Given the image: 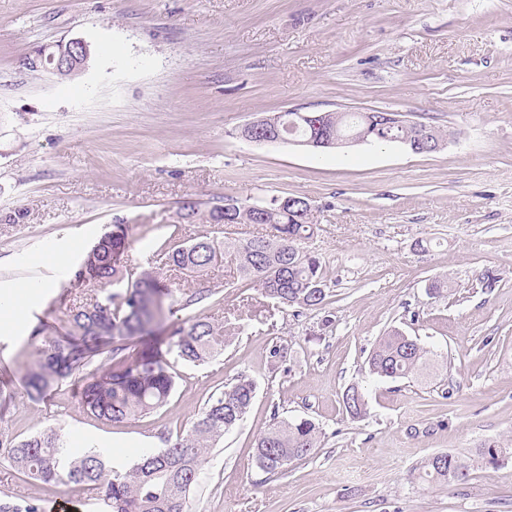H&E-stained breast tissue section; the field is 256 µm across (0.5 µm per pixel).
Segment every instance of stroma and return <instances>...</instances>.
<instances>
[{
    "mask_svg": "<svg viewBox=\"0 0 512 512\" xmlns=\"http://www.w3.org/2000/svg\"><path fill=\"white\" fill-rule=\"evenodd\" d=\"M76 37L96 48L79 78L20 68L32 48ZM295 108L400 112L449 140L418 154L241 137ZM292 195L312 205L303 248L322 262V308L280 306L229 267L175 273L181 291L210 293L179 319L240 334L207 363L173 361L165 407L112 424L68 383L30 399L28 338H0V437L52 428L72 448L109 440L127 468L244 374L255 398L206 455L188 512H512V462L452 487L414 476L440 452L512 446V0H0V285L55 284L28 328L65 333L85 297L73 271L113 225H126L141 271L165 240L205 232L180 219L184 202L206 211ZM54 243L63 262L46 257ZM437 281L447 291L434 298ZM394 329L437 356L436 378L364 380L369 350ZM280 344L283 359L270 354ZM358 381L368 406L354 420L341 396ZM276 418L312 419L320 438L270 478L254 443ZM4 494L87 512L77 487L26 479L2 453Z\"/></svg>",
    "mask_w": 512,
    "mask_h": 512,
    "instance_id": "obj_1",
    "label": "stroma"
}]
</instances>
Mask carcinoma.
<instances>
[{
  "mask_svg": "<svg viewBox=\"0 0 512 512\" xmlns=\"http://www.w3.org/2000/svg\"><path fill=\"white\" fill-rule=\"evenodd\" d=\"M270 119L290 140L308 136L297 112H279ZM328 135L367 138L376 143H396L420 151L418 131L411 126L368 129L358 112H329ZM180 218L189 224H256L271 233L245 239L219 241L208 233L187 245L161 246L158 269L144 270L132 278L128 269V233L122 225L104 234L84 255L75 280L94 287L83 304L70 309L67 335L50 337L35 328L31 339L41 340L34 362L25 375L28 396L45 398L70 379L80 383L79 398L96 419L118 423L165 406L175 388L161 347L177 358L202 364L223 350L232 337L224 325L206 317H192L161 335L166 313H174V289L162 271H187L206 277L228 261L242 279L252 281L263 297L286 307L317 309L327 297L319 257L303 250L302 241L314 235L311 211L304 198H273L264 205H239L233 212L211 208L199 216L196 204L183 207ZM428 351L417 340L397 330L380 338L367 359V375L379 379L417 378L427 373ZM94 371L84 373L92 364ZM252 379L241 375L210 398L196 422L164 448L145 449L126 471L112 468L96 448L66 446L53 429L41 431L0 448L15 469L46 486L73 484L101 512H185L186 498L197 481L204 455L224 433L243 420L255 396ZM346 414L356 419L367 410L363 388L351 384L342 394ZM319 427L306 418L272 423L255 441L254 461L266 474L279 475L288 465L310 456L317 447ZM437 464L426 460L418 477L446 486L460 484L471 467L497 469L512 460V448L496 439L484 441L469 457L447 453ZM0 512H45L39 498L21 501L0 497Z\"/></svg>",
  "mask_w": 512,
  "mask_h": 512,
  "instance_id": "obj_1",
  "label": "carcinoma"
}]
</instances>
